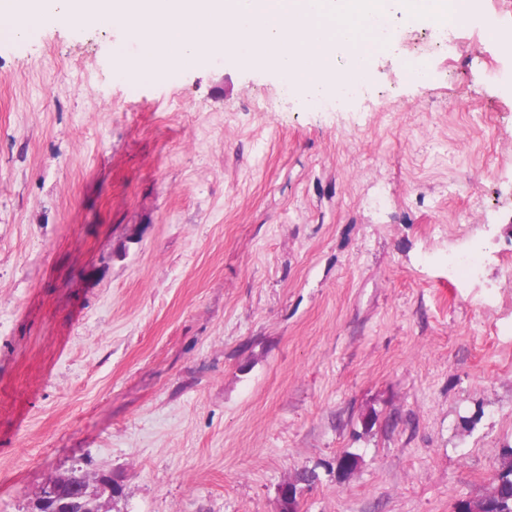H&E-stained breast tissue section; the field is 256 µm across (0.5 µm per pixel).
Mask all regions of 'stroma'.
Returning <instances> with one entry per match:
<instances>
[{
    "label": "stroma",
    "instance_id": "35a3bbf8",
    "mask_svg": "<svg viewBox=\"0 0 512 512\" xmlns=\"http://www.w3.org/2000/svg\"><path fill=\"white\" fill-rule=\"evenodd\" d=\"M492 20L512 0L437 51L394 13L365 98L332 110L230 55L121 74L118 28L0 34V512L75 470L121 485L102 512H281L301 469L299 512L489 496L512 449Z\"/></svg>",
    "mask_w": 512,
    "mask_h": 512
}]
</instances>
